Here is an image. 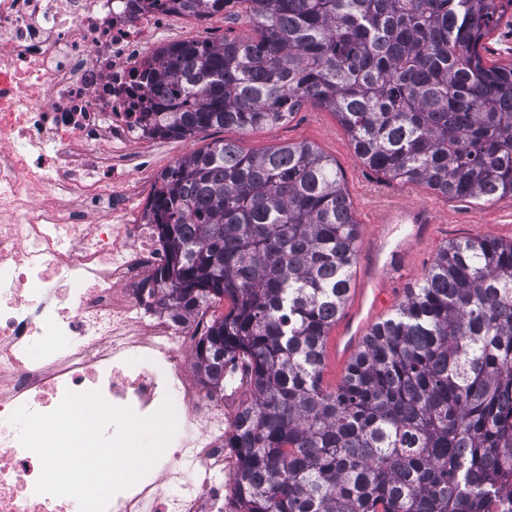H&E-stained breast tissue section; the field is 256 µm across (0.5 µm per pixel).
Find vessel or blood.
Returning a JSON list of instances; mask_svg holds the SVG:
<instances>
[{"label":"vessel or blood","mask_w":512,"mask_h":512,"mask_svg":"<svg viewBox=\"0 0 512 512\" xmlns=\"http://www.w3.org/2000/svg\"><path fill=\"white\" fill-rule=\"evenodd\" d=\"M410 223L411 240L388 248L387 239L392 225ZM374 233L364 247V273L361 280L348 289V305L338 323L336 360L346 363L358 352L365 337L376 328L390 296L400 292L409 276L412 240L427 241L433 230L431 209L412 205L399 210L377 209L372 220Z\"/></svg>","instance_id":"1"}]
</instances>
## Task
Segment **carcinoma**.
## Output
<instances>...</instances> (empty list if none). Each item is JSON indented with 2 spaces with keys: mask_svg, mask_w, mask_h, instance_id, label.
<instances>
[{
  "mask_svg": "<svg viewBox=\"0 0 512 512\" xmlns=\"http://www.w3.org/2000/svg\"><path fill=\"white\" fill-rule=\"evenodd\" d=\"M186 16L232 0H173ZM254 40H187L144 73L158 138L333 112L359 159L401 184L512 197V66L481 42L512 0H240ZM164 225L154 275L176 318L217 301L193 366L250 399L229 447L238 512H488L512 471V242L453 241L322 385L358 223L336 162L307 143L214 142L164 169L145 210Z\"/></svg>",
  "mask_w": 512,
  "mask_h": 512,
  "instance_id": "carcinoma-1",
  "label": "carcinoma"
}]
</instances>
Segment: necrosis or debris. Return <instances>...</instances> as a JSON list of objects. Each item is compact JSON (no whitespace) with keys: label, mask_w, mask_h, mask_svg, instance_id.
<instances>
[{"label":"necrosis or debris","mask_w":512,"mask_h":512,"mask_svg":"<svg viewBox=\"0 0 512 512\" xmlns=\"http://www.w3.org/2000/svg\"><path fill=\"white\" fill-rule=\"evenodd\" d=\"M169 16L168 0H0V512H74L70 497L35 493L40 460L8 421L69 391L141 416L175 406L162 477L105 512L233 507L238 397L194 377L209 317L162 308L152 288L166 251L130 209L149 168L136 77Z\"/></svg>","instance_id":"1"}]
</instances>
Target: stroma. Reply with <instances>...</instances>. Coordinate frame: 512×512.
I'll use <instances>...</instances> for the list:
<instances>
[{
  "label": "stroma",
  "mask_w": 512,
  "mask_h": 512,
  "mask_svg": "<svg viewBox=\"0 0 512 512\" xmlns=\"http://www.w3.org/2000/svg\"><path fill=\"white\" fill-rule=\"evenodd\" d=\"M183 40L221 42L225 39L247 40L257 33L248 13L239 0H230L224 11L211 23L189 19L172 23ZM236 143L246 153L304 142L324 156L335 160L343 174L344 187L352 205L355 220L362 231H369L367 203L377 200L393 202H424L434 210L436 229L433 240L417 250L413 259L412 281H419L429 269L437 252L449 242L482 236L512 242V197L476 201L445 197L422 185H402L376 173L356 156L348 133L336 116L315 105L303 106L288 120L243 131L235 127L211 128L183 139H166L150 146L153 174L202 147L216 141Z\"/></svg>",
  "instance_id": "1"
}]
</instances>
